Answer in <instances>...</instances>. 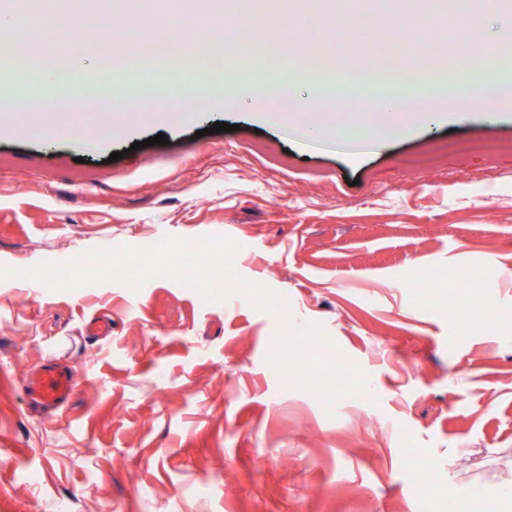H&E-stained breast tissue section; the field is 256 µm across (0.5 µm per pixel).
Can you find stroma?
<instances>
[{
  "instance_id": "35a3bbf8",
  "label": "stroma",
  "mask_w": 512,
  "mask_h": 512,
  "mask_svg": "<svg viewBox=\"0 0 512 512\" xmlns=\"http://www.w3.org/2000/svg\"><path fill=\"white\" fill-rule=\"evenodd\" d=\"M306 4L319 53L361 71L363 30L332 28L344 0ZM85 135L0 133V512H499L512 112L378 150L301 143L245 101ZM190 246L209 271L188 285ZM107 250L153 269L55 281ZM489 304L508 322L492 335L467 317ZM101 314L111 337L85 335ZM47 359L76 377L56 410L24 389ZM304 368L341 384L320 399Z\"/></svg>"
}]
</instances>
